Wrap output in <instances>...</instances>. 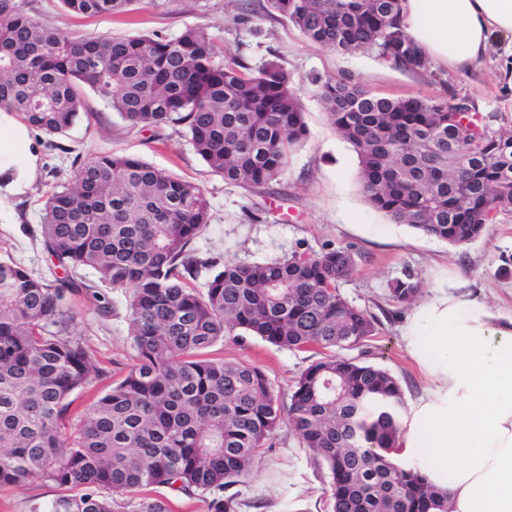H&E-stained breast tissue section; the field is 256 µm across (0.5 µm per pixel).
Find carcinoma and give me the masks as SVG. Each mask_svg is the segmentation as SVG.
Wrapping results in <instances>:
<instances>
[{"label":"carcinoma","mask_w":512,"mask_h":512,"mask_svg":"<svg viewBox=\"0 0 512 512\" xmlns=\"http://www.w3.org/2000/svg\"><path fill=\"white\" fill-rule=\"evenodd\" d=\"M76 16L126 12L138 0H62ZM402 0H266L309 41L339 52H374L405 72L430 61L401 25ZM132 126L185 128L195 153L232 184L260 191L285 173L308 136L290 77L275 60L258 72L224 62L203 26L175 38L69 36L18 0H0V107L49 135L84 109L83 89ZM336 132L355 151L367 203L395 224L452 244L479 239L512 214V130L465 104L378 96L349 79L321 86ZM41 233L71 273L89 269L127 300L134 362L75 420L79 392L100 376L75 333L67 296L90 289L68 275L46 283L0 261V486L30 477L79 488L31 512H169L144 486L193 495L209 512H236L226 491L246 478L283 422L327 467L333 512H450L448 492L391 453L401 432L402 391L386 369L346 358L377 331L340 283L347 249L267 262L203 258L192 241L209 223L196 183L129 156L80 161L76 179L47 194ZM203 270L213 274L199 290ZM412 276L390 288L413 301ZM279 348L319 347L283 406L265 372L205 351L231 336Z\"/></svg>","instance_id":"obj_1"}]
</instances>
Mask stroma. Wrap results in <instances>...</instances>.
<instances>
[{"label":"stroma","mask_w":512,"mask_h":512,"mask_svg":"<svg viewBox=\"0 0 512 512\" xmlns=\"http://www.w3.org/2000/svg\"><path fill=\"white\" fill-rule=\"evenodd\" d=\"M23 3L35 19L91 38L131 34L173 38L186 27L205 26L223 43L227 56L253 68L274 59L288 71L309 136L278 182L253 191L212 173L180 126L159 130L131 126L91 91H84L85 110L66 134L30 132L31 149L38 156L33 182L25 194L0 199L1 261L20 265L49 283L64 277V270L43 246V195L49 183L74 181L77 158L112 153L140 158L202 186L210 220L192 242L201 255L262 262L295 252H352L355 268L340 289L350 302L374 315L379 325L374 336L346 355L388 369L400 382L405 402L424 393L427 379L407 352L402 328L410 307L393 301L389 288L394 280L412 274L420 282L423 299L440 291H465L501 320L512 319V270L505 268L512 260V214L500 215L481 238L461 246L390 222L364 199L357 155L335 132L319 99L323 83L349 78L384 97L463 99L474 111L495 115L497 126L512 128V90L501 79L498 52H490L469 73L436 65L431 73L415 75L372 52L340 53L313 44L287 20L242 8L241 0H139L129 13L87 19L70 17L61 0ZM80 277L93 285V292L68 296L66 303L76 316V331L106 371L85 387L80 400L85 407L126 374L135 352L124 295L97 285L91 271H82ZM103 306L109 308V315L100 314ZM209 354L260 367L285 404L298 376L316 358L314 351L281 349L252 336L224 339ZM238 490L237 512H333L326 468L286 424L257 457ZM68 492V487L32 477L0 487V512H31L32 505L49 504Z\"/></svg>","instance_id":"1"}]
</instances>
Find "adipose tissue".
Here are the masks:
<instances>
[{"label":"adipose tissue","mask_w":512,"mask_h":512,"mask_svg":"<svg viewBox=\"0 0 512 512\" xmlns=\"http://www.w3.org/2000/svg\"><path fill=\"white\" fill-rule=\"evenodd\" d=\"M402 25L431 62L465 72L492 47L512 89V0H402ZM35 169L24 126L0 108V197L23 193ZM412 360L430 381L411 405L394 453L429 461L452 512H512V322L496 324L466 293H440L405 327Z\"/></svg>","instance_id":"obj_1"}]
</instances>
